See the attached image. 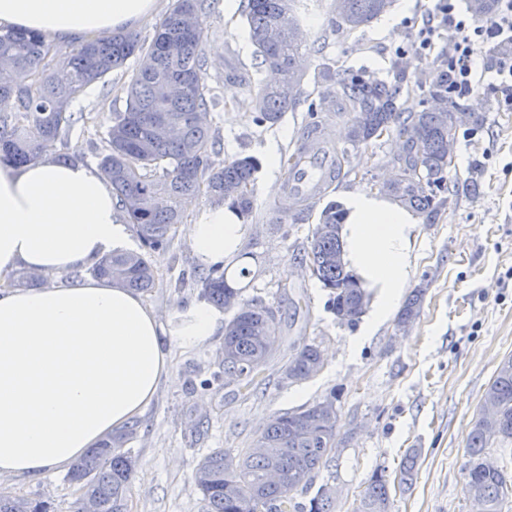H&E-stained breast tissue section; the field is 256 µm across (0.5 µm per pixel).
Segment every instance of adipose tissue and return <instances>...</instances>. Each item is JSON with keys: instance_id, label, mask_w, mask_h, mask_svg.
<instances>
[{"instance_id": "obj_1", "label": "adipose tissue", "mask_w": 512, "mask_h": 512, "mask_svg": "<svg viewBox=\"0 0 512 512\" xmlns=\"http://www.w3.org/2000/svg\"><path fill=\"white\" fill-rule=\"evenodd\" d=\"M156 11L157 0H0V31L66 46L134 31ZM342 205L343 257L370 298L369 336L411 282L420 219L376 193H348ZM244 232L234 209L211 205L188 239L203 265L231 272ZM127 239L97 165L60 162L49 147L23 166L0 162V277L23 269L47 280L0 286V477L36 480L76 464L145 413L172 372L174 349L201 346L222 325L223 312L204 300L167 324L111 279L64 282Z\"/></svg>"}]
</instances>
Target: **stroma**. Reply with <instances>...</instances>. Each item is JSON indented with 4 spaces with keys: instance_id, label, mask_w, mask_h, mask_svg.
<instances>
[{
    "instance_id": "35a3bbf8",
    "label": "stroma",
    "mask_w": 512,
    "mask_h": 512,
    "mask_svg": "<svg viewBox=\"0 0 512 512\" xmlns=\"http://www.w3.org/2000/svg\"><path fill=\"white\" fill-rule=\"evenodd\" d=\"M437 5L438 0H394L387 16L347 32L338 26L333 0H318L304 17L307 99L271 125L256 123L250 107L251 94L270 72L254 64L246 23L238 14L225 18L220 0H209L203 48L209 62L205 79L218 101L211 118L219 158L251 156L259 162L253 210L242 219L246 234L239 256L251 271L240 281L242 297L276 310L282 342L247 387L224 378L223 334L176 353L171 378L139 418L129 443L138 462L128 512H207L193 483L204 455L238 452L272 416L331 395L342 443L332 467L320 469L313 484L335 487V512H353L372 473H395L411 448L421 451L417 476L410 489H392V512H474L461 473L466 439L498 364L512 355V111L498 108L497 80L486 75L459 101L482 121L458 127L447 202L420 216L410 286L425 287L426 294L408 334L396 332L390 319L352 349L359 326L339 323L328 307L327 289L299 266L327 203L349 192H376L378 184L399 175L396 133L354 149L348 114H334L330 134L335 147L348 151L345 175L305 207L278 204L273 192L287 175L284 161L303 126L323 118V69L388 79L395 61L407 59L408 100L413 111L425 107L421 86L446 69L445 48L455 36L452 28L440 27L435 52L419 54L416 35ZM124 81L121 71H113L108 86H92L74 101L80 118L55 139L57 155L98 162L107 148L104 132L125 107ZM272 150L282 160L273 170L265 163ZM208 204L203 194L187 202L183 223L153 256L158 276L145 299L161 318L204 297L206 268L192 253L187 224ZM306 344L319 347L324 365L311 379L288 381L283 369L293 350ZM66 476L55 470L35 481L0 478V492L49 501L54 512H74L80 489Z\"/></svg>"
}]
</instances>
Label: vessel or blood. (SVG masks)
Segmentation results:
<instances>
[{
    "label": "vessel or blood",
    "instance_id": "vessel-or-blood-1",
    "mask_svg": "<svg viewBox=\"0 0 512 512\" xmlns=\"http://www.w3.org/2000/svg\"><path fill=\"white\" fill-rule=\"evenodd\" d=\"M336 176V153L325 128H304L293 163L278 189L288 202L309 205L317 201Z\"/></svg>",
    "mask_w": 512,
    "mask_h": 512
}]
</instances>
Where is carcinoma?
Instances as JSON below:
<instances>
[{
	"mask_svg": "<svg viewBox=\"0 0 512 512\" xmlns=\"http://www.w3.org/2000/svg\"><path fill=\"white\" fill-rule=\"evenodd\" d=\"M207 0H173L156 24L151 40L137 35L104 37L79 44L72 53L47 61L49 44L39 33H0V73L15 80L0 82V99L13 101V110L0 113V161L15 166L39 158L47 142L69 130L72 100L85 88L105 82L113 70L135 58L129 72L125 109L107 127L106 152L99 167L119 208L133 224L143 251H120L95 265L98 277L111 278L137 292L155 286L151 254L167 247L174 226L182 221L181 201L206 193L213 202H228L241 214L253 209L250 186L258 161L238 157L216 163V138L210 112L216 96L207 85L203 54ZM310 0H244V16L254 48L253 56L274 69L278 79L260 84L251 97L258 123L276 124L294 110L304 94V72L298 61L307 35L301 12ZM393 0H335L336 17L348 32L378 18ZM398 64L394 81L363 73L322 72L321 79L340 89L352 113L350 143L357 148L392 130L404 138L398 157L403 179L386 191L418 212L444 205L449 192L448 132L456 131L459 103L448 91V74L437 75L427 95L431 106L404 112L400 100L409 89ZM340 206L328 203L321 212L310 246L300 263L317 270L316 278L329 291V307L336 318L355 324L365 311L364 292L346 271L338 236ZM206 296L233 312L224 326V375L248 386L268 359L266 344L279 342L276 311L263 304L240 301V291L227 284L225 272L208 270ZM425 289L417 288L400 309L396 329L407 332L420 317ZM322 368L319 349L306 344L294 349L285 365L286 377L301 382ZM336 396L274 416L250 447L233 455L224 450L204 456L194 482L208 502L209 512H334L333 487L321 485L308 504L299 506L295 494L308 489L315 473L335 461L340 431ZM494 412L481 408L467 437L463 466L465 491L483 505L482 512H498L507 490L504 470L488 465V449L512 443V355L498 365L483 394ZM130 426L113 436L72 468L69 479L80 485L83 498L75 512H127L137 460L126 445L136 434ZM418 450L399 466V483L412 484ZM276 469L277 483L268 480ZM0 512H51L44 500L0 493ZM354 512H391L387 475L375 471L359 493Z\"/></svg>",
	"mask_w": 512,
	"mask_h": 512,
	"instance_id": "cac0c4a2",
	"label": "carcinoma"
}]
</instances>
